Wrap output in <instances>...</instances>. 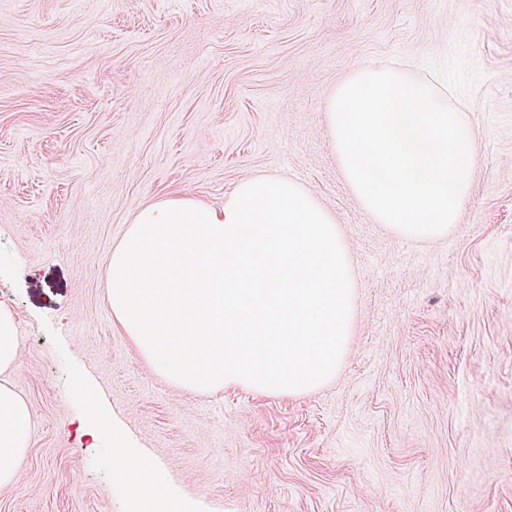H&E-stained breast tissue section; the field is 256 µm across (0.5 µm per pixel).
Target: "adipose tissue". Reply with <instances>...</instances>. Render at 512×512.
<instances>
[{
    "label": "adipose tissue",
    "mask_w": 512,
    "mask_h": 512,
    "mask_svg": "<svg viewBox=\"0 0 512 512\" xmlns=\"http://www.w3.org/2000/svg\"><path fill=\"white\" fill-rule=\"evenodd\" d=\"M21 349L15 315L0 306V487L17 480L35 435L30 405L10 378L19 364ZM79 428L91 442L111 439L112 477L127 490L133 512H187L183 500L170 489L164 471L134 447L100 406H91L88 415L80 418Z\"/></svg>",
    "instance_id": "1"
}]
</instances>
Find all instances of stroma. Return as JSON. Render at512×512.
<instances>
[{
  "label": "stroma",
  "mask_w": 512,
  "mask_h": 512,
  "mask_svg": "<svg viewBox=\"0 0 512 512\" xmlns=\"http://www.w3.org/2000/svg\"><path fill=\"white\" fill-rule=\"evenodd\" d=\"M467 40L476 137L452 236L412 241L346 186L325 106L375 62ZM282 175L336 216L356 279L344 360L289 397L190 393L116 325L133 211ZM0 305L36 433L0 512H131L97 400L190 512H512V0H0Z\"/></svg>",
  "instance_id": "obj_1"
}]
</instances>
